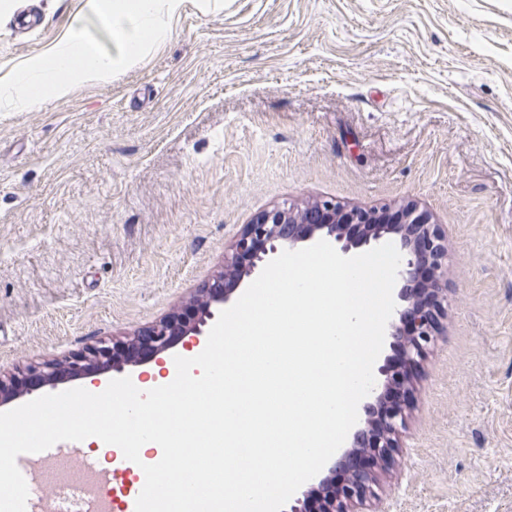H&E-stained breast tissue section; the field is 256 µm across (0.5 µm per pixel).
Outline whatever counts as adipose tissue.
<instances>
[{
	"label": "adipose tissue",
	"instance_id": "obj_1",
	"mask_svg": "<svg viewBox=\"0 0 512 512\" xmlns=\"http://www.w3.org/2000/svg\"><path fill=\"white\" fill-rule=\"evenodd\" d=\"M181 0H96L97 12L112 24L116 50L107 53L80 38L67 49L28 60L15 84L20 92L0 90V109L29 111L48 98L67 96L78 84L108 82L113 75L141 60L153 46L166 41L171 29L167 16L175 14Z\"/></svg>",
	"mask_w": 512,
	"mask_h": 512
}]
</instances>
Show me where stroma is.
Wrapping results in <instances>:
<instances>
[{
	"mask_svg": "<svg viewBox=\"0 0 512 512\" xmlns=\"http://www.w3.org/2000/svg\"><path fill=\"white\" fill-rule=\"evenodd\" d=\"M0 80L94 0H7ZM108 86L0 112V374L166 317L275 205L412 202L448 300L381 512H512V0H182Z\"/></svg>",
	"mask_w": 512,
	"mask_h": 512,
	"instance_id": "stroma-1",
	"label": "stroma"
}]
</instances>
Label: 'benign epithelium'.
<instances>
[{"instance_id": "7a95c632", "label": "benign epithelium", "mask_w": 512, "mask_h": 512, "mask_svg": "<svg viewBox=\"0 0 512 512\" xmlns=\"http://www.w3.org/2000/svg\"><path fill=\"white\" fill-rule=\"evenodd\" d=\"M386 234L399 237L402 257L393 288L395 309L385 330V340L399 354L401 368L389 358L376 367L375 384L360 402L349 446L336 451L327 474L289 508V512H305L304 500L318 495L321 512H352L353 505L375 496V465L390 461L406 427L410 375L441 332L448 292L442 267L448 247L439 225L412 205L401 207L393 220L385 206L346 208L333 200H315L295 209L274 206L263 210L244 225L223 269L186 303L191 314L173 312L127 338L101 341L85 354L34 363L17 376L0 377V405L55 386L63 381V371L71 379H80L122 370L159 357L172 345L174 336L189 339L203 335V327L213 317L212 307L230 301L232 289L224 287V279L230 277L239 284L284 250L325 240L336 246L340 255L351 257L355 250L380 244Z\"/></svg>"}]
</instances>
